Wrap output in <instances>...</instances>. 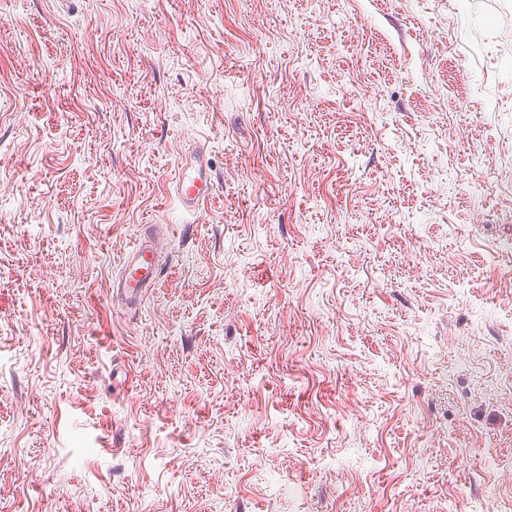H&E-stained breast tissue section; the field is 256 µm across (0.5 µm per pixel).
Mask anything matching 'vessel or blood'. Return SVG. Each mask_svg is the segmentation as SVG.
I'll use <instances>...</instances> for the list:
<instances>
[{
    "label": "vessel or blood",
    "mask_w": 512,
    "mask_h": 512,
    "mask_svg": "<svg viewBox=\"0 0 512 512\" xmlns=\"http://www.w3.org/2000/svg\"><path fill=\"white\" fill-rule=\"evenodd\" d=\"M174 183L181 210L194 218L217 192L212 168L200 149L182 159ZM162 273L163 265L153 240L148 237L138 240L122 258L115 291L125 304H141L147 291L156 287Z\"/></svg>",
    "instance_id": "obj_1"
}]
</instances>
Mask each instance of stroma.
Returning a JSON list of instances; mask_svg holds the SVG:
<instances>
[{"label": "stroma", "instance_id": "35a3bbf8", "mask_svg": "<svg viewBox=\"0 0 512 512\" xmlns=\"http://www.w3.org/2000/svg\"><path fill=\"white\" fill-rule=\"evenodd\" d=\"M508 108L512 0H0V512H512ZM174 183L180 209L194 217V221L200 215L202 206L217 192L212 168L200 149H195L182 158ZM194 221L186 224H193ZM163 270L151 237L139 239L125 252L121 261V271L113 288L125 304L136 306L141 304L150 288L156 287Z\"/></svg>", "mask_w": 512, "mask_h": 512}]
</instances>
